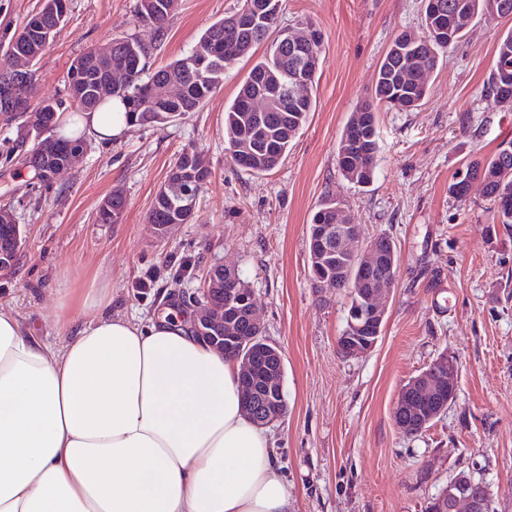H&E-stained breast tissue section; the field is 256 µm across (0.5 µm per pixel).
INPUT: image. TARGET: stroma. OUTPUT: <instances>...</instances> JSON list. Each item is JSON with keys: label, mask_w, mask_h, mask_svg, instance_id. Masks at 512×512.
<instances>
[{"label": "stroma", "mask_w": 512, "mask_h": 512, "mask_svg": "<svg viewBox=\"0 0 512 512\" xmlns=\"http://www.w3.org/2000/svg\"><path fill=\"white\" fill-rule=\"evenodd\" d=\"M136 4L68 0L67 21L37 64V99L63 97L71 62L115 37L144 43L154 68L188 55L239 0H179L160 29L138 19ZM421 17V0H281L279 26L312 23L322 49L315 110L267 174H247L225 151L224 109L245 62L225 71L200 111L88 143L49 183L11 152L19 142L32 149L34 138L0 114V208L26 235L17 264L0 272V302L20 312L30 335L58 346L81 323L75 312L58 318L59 289L109 285L113 312L147 325L165 300L192 295L210 265L237 269L283 357L288 412L267 432L294 512H426L462 470L488 484L494 512H512V227L479 191L462 202L448 194L457 170L512 140V104L483 93L512 19L475 21L416 109L376 105L373 183L355 187L336 167L342 130L370 99L381 59L398 33L420 31ZM186 151L204 158L211 177L194 218L160 240L148 214ZM115 192L125 199L121 222L98 223ZM328 196L365 239L389 236L399 255L379 340L358 357L336 348L346 291L310 275L309 220ZM445 355L458 366L453 402L405 433L393 419L402 385Z\"/></svg>", "instance_id": "35a3bbf8"}]
</instances>
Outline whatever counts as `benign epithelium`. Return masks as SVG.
Wrapping results in <instances>:
<instances>
[{"instance_id":"7a95c632","label":"benign epithelium","mask_w":512,"mask_h":512,"mask_svg":"<svg viewBox=\"0 0 512 512\" xmlns=\"http://www.w3.org/2000/svg\"><path fill=\"white\" fill-rule=\"evenodd\" d=\"M193 211L191 203L180 206L179 215L172 224L153 225L154 232L162 237L169 230L185 223ZM311 240L316 256L337 261L348 253H359L365 257V266L373 267L382 255L377 241L364 242L359 229L344 231L336 224H315L311 228ZM20 246L19 241L8 236L7 242H0V270L10 269L16 261L15 253ZM385 282H379L375 288L363 293V303L356 309L350 321L353 330L337 340L338 353L343 357H356L371 351L378 342L384 310L380 301V293ZM192 307L195 313L190 317V328L199 337L210 343L217 351L223 352L235 346L240 352L241 389L246 410L255 417L256 425L263 427L285 417V401L282 399L284 364L280 353L262 345L254 346L260 341L263 326L254 312V298L244 293L238 286L234 274L224 271V267H213L203 288L193 295ZM249 313V329L240 336L224 335V320L235 317L239 312ZM269 361V368L261 374V388L267 397H256L252 373L253 364L259 358ZM440 377L448 375V398L456 392V364L450 357L444 356L434 361L431 371H422L403 386L399 392L394 414L403 420L405 414L417 415L426 405L437 401L438 382L429 374ZM491 507V498L475 494L467 488L441 499V512H484Z\"/></svg>"}]
</instances>
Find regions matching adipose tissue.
Listing matches in <instances>:
<instances>
[{
  "label": "adipose tissue",
  "mask_w": 512,
  "mask_h": 512,
  "mask_svg": "<svg viewBox=\"0 0 512 512\" xmlns=\"http://www.w3.org/2000/svg\"><path fill=\"white\" fill-rule=\"evenodd\" d=\"M108 112H64L66 138L112 143ZM64 289L75 336L53 347L0 306V512H292L274 445L243 412L238 361L162 314H112Z\"/></svg>",
  "instance_id": "ef3b65f1"
}]
</instances>
